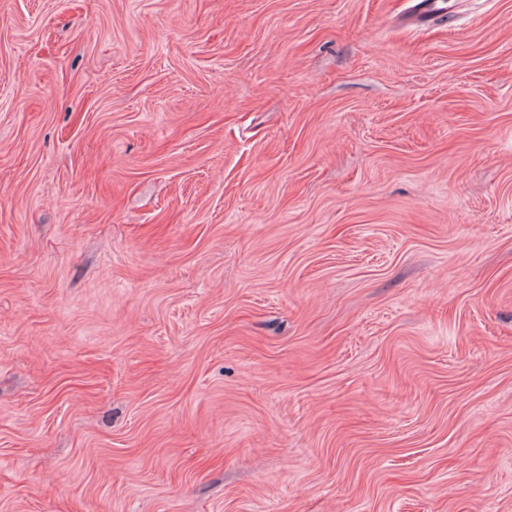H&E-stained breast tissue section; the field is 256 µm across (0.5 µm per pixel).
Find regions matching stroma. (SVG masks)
Listing matches in <instances>:
<instances>
[{"mask_svg": "<svg viewBox=\"0 0 512 512\" xmlns=\"http://www.w3.org/2000/svg\"><path fill=\"white\" fill-rule=\"evenodd\" d=\"M0 0V512H512V0Z\"/></svg>", "mask_w": 512, "mask_h": 512, "instance_id": "35a3bbf8", "label": "stroma"}]
</instances>
